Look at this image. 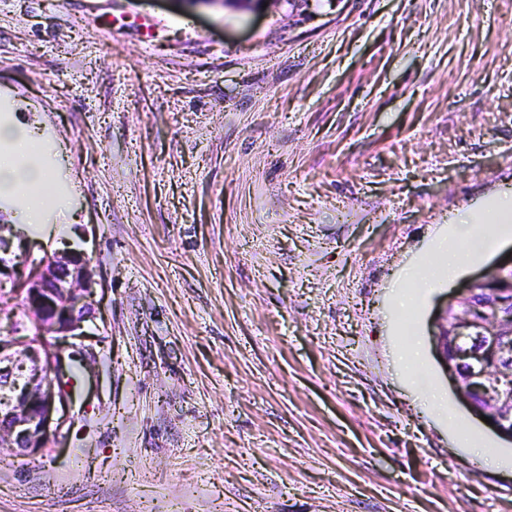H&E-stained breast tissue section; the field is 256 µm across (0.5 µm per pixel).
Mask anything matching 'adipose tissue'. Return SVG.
Wrapping results in <instances>:
<instances>
[{
    "instance_id": "ef3b65f1",
    "label": "adipose tissue",
    "mask_w": 512,
    "mask_h": 512,
    "mask_svg": "<svg viewBox=\"0 0 512 512\" xmlns=\"http://www.w3.org/2000/svg\"><path fill=\"white\" fill-rule=\"evenodd\" d=\"M48 185V173L30 159L26 135L13 125H0V195L29 187L44 190ZM508 236H512V197L506 195L491 201L485 218L471 214L451 221L435 239L424 265L396 283L397 302L408 306L407 289H419L425 297L443 284L453 283Z\"/></svg>"
}]
</instances>
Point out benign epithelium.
<instances>
[{
	"label": "benign epithelium",
	"mask_w": 512,
	"mask_h": 512,
	"mask_svg": "<svg viewBox=\"0 0 512 512\" xmlns=\"http://www.w3.org/2000/svg\"><path fill=\"white\" fill-rule=\"evenodd\" d=\"M24 256L30 269L24 279L9 261L0 262V288L11 283L32 297L30 311L44 309L64 324L45 325L52 339L19 355L11 352L14 344L0 341V444L22 456L65 436L70 417H55L57 405L72 404L64 351L84 349L96 285L84 251L70 243L51 255L29 249ZM511 268L499 264L450 300L436 342L448 376L465 391L461 400L512 440V277L503 275Z\"/></svg>",
	"instance_id": "7a95c632"
}]
</instances>
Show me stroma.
Masks as SVG:
<instances>
[{
    "instance_id": "1",
    "label": "stroma",
    "mask_w": 512,
    "mask_h": 512,
    "mask_svg": "<svg viewBox=\"0 0 512 512\" xmlns=\"http://www.w3.org/2000/svg\"><path fill=\"white\" fill-rule=\"evenodd\" d=\"M0 122L97 282L74 423L0 512H512V441L394 284L512 192V0H0ZM475 430L457 446L398 354Z\"/></svg>"
}]
</instances>
